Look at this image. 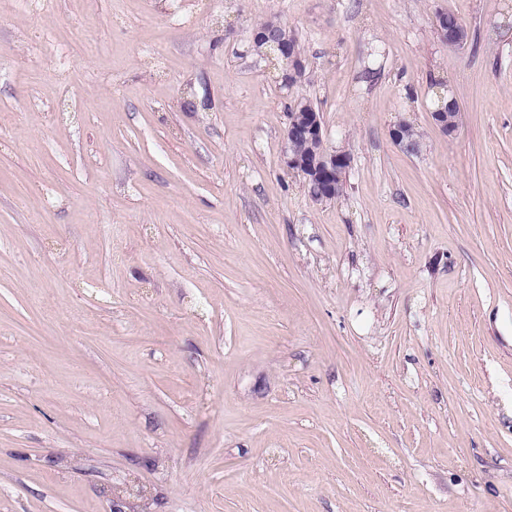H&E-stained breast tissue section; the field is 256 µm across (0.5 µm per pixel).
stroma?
Listing matches in <instances>:
<instances>
[{"mask_svg":"<svg viewBox=\"0 0 512 512\" xmlns=\"http://www.w3.org/2000/svg\"><path fill=\"white\" fill-rule=\"evenodd\" d=\"M297 99L338 200L284 165ZM117 493L512 512V0H0V512ZM444 13L447 12H438L435 18L436 31L439 39L450 47H463L468 38L466 28L461 23H454L448 26V21L443 18ZM276 48L284 61V74L281 78L285 84H291L304 71V60L296 50L293 35L284 25L257 29L252 33L251 48L254 54L268 61L270 48ZM456 104L457 100L452 96L444 105L440 104L439 107L431 112L434 124L448 136L454 135L459 129V126L455 125L453 120V114L455 112H450L455 109ZM288 112L284 134V163L287 169L302 176L313 201H327L335 193L336 200L341 198L345 192V182L341 181L346 178L351 166L350 155L326 146L319 112L307 105L301 112H295L292 104L288 106ZM296 141L297 149L308 151L304 141L310 145V151L307 154L296 153L292 148ZM414 125L406 120L393 124L389 129L391 140L402 150L409 154H418L421 152L422 138L413 134Z\"/></svg>","mask_w":512,"mask_h":512,"instance_id":"35a3bbf8","label":"stroma"}]
</instances>
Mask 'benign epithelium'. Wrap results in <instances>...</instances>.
I'll list each match as a JSON object with an SVG mask.
<instances>
[{
	"label": "benign epithelium",
	"instance_id": "benign-epithelium-1",
	"mask_svg": "<svg viewBox=\"0 0 512 512\" xmlns=\"http://www.w3.org/2000/svg\"><path fill=\"white\" fill-rule=\"evenodd\" d=\"M436 31L439 39L455 48L463 47L468 38L466 28L460 23L448 24L444 12L436 14ZM275 48L284 61L282 81L292 83L304 71V60L296 50L293 35L283 25L257 29L252 33L251 48L254 54L266 61L270 58V48ZM457 100L450 97L446 103L431 112L434 124L446 135L455 134L459 126L455 125L452 110ZM391 140L409 154L421 152L422 138L413 134V124L402 120L389 129ZM301 140L310 145L306 154L296 153L292 145ZM284 163L288 170L302 176L308 188L310 198L322 202L336 193V184L346 178L351 166V157L344 151L329 149L324 140L320 113L303 107L300 112L288 113V123L284 134Z\"/></svg>",
	"mask_w": 512,
	"mask_h": 512
}]
</instances>
